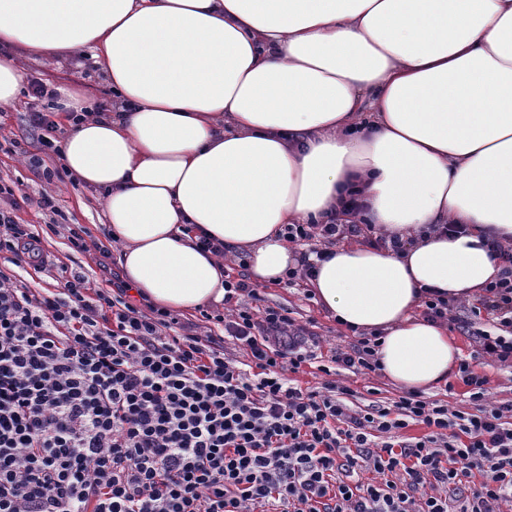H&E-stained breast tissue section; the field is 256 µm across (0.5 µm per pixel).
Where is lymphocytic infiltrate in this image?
I'll list each match as a JSON object with an SVG mask.
<instances>
[{"label": "lymphocytic infiltrate", "instance_id": "lymphocytic-infiltrate-1", "mask_svg": "<svg viewBox=\"0 0 512 512\" xmlns=\"http://www.w3.org/2000/svg\"><path fill=\"white\" fill-rule=\"evenodd\" d=\"M28 166L42 182L66 176L58 154L56 93L29 81ZM33 202L52 233L89 252L86 230L61 225L55 197L16 196L0 180V512H504L512 508V400L489 398V378L461 362L475 412L448 410L419 392L392 406L354 404L338 369L375 373L380 336L359 333L350 350L317 364L312 332L287 309L252 310L260 294L246 277H225L214 314L223 335L133 304L123 281L92 288L80 273L35 289L15 267L44 266L39 236L18 213ZM355 195L323 224H288L284 236L327 260V246L364 235L347 221ZM503 273L472 315H498L496 332L472 331L441 294L425 291L426 317L453 320L479 356L512 367V246L491 241ZM244 359L227 355L225 338ZM317 365L322 386L294 376ZM422 433L398 440L400 431ZM375 473L362 482L363 472Z\"/></svg>", "mask_w": 512, "mask_h": 512}]
</instances>
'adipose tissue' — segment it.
I'll use <instances>...</instances> for the list:
<instances>
[{
    "instance_id": "1",
    "label": "adipose tissue",
    "mask_w": 512,
    "mask_h": 512,
    "mask_svg": "<svg viewBox=\"0 0 512 512\" xmlns=\"http://www.w3.org/2000/svg\"><path fill=\"white\" fill-rule=\"evenodd\" d=\"M0 45L87 49L115 111L66 120L63 162L101 192L126 281L193 313L224 300L225 254L277 282L288 224L358 193L403 251L336 247L311 282L342 326L379 330L383 373L427 392L462 359L422 290L471 301L512 242V0H0ZM461 224L466 234L427 233Z\"/></svg>"
}]
</instances>
